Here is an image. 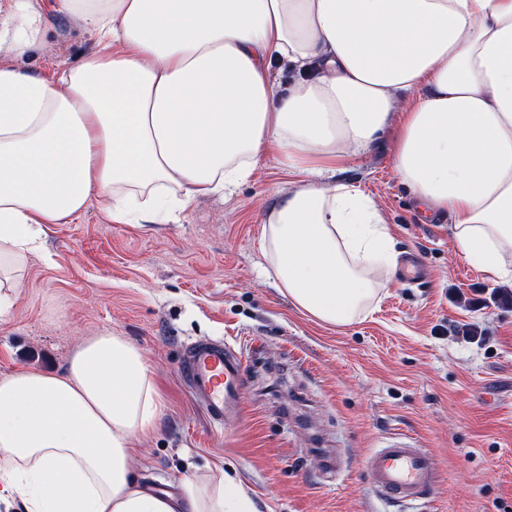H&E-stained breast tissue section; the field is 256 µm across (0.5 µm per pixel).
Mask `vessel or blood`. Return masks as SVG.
<instances>
[{
    "mask_svg": "<svg viewBox=\"0 0 512 512\" xmlns=\"http://www.w3.org/2000/svg\"><path fill=\"white\" fill-rule=\"evenodd\" d=\"M247 365L232 345L199 339L185 348L181 375L195 402L211 422L240 421L244 408L239 391ZM370 484L383 496L416 501L431 495L437 471L431 453L407 437H395L374 449L365 459Z\"/></svg>",
    "mask_w": 512,
    "mask_h": 512,
    "instance_id": "1",
    "label": "vessel or blood"
}]
</instances>
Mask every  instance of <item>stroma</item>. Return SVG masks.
<instances>
[{"label":"stroma","instance_id":"35a3bbf8","mask_svg":"<svg viewBox=\"0 0 512 512\" xmlns=\"http://www.w3.org/2000/svg\"><path fill=\"white\" fill-rule=\"evenodd\" d=\"M96 37L54 13L24 58L0 65L51 78L76 67ZM394 131L338 179L380 204L398 255L421 257L424 282L387 272L370 311L347 326L297 308L263 270V220L291 179L278 156L228 196L204 197L170 224H117L99 202L46 227L0 319V377L62 371L78 342L109 331L144 353L164 400L136 476L172 489L185 476L233 474L258 512H512V282L453 254L447 218L413 200L393 166ZM199 338L244 349L243 422L216 425L181 373ZM434 457L429 498H383L363 461L388 439Z\"/></svg>","mask_w":512,"mask_h":512}]
</instances>
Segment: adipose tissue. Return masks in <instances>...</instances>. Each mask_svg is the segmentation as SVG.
I'll return each mask as SVG.
<instances>
[{
  "mask_svg": "<svg viewBox=\"0 0 512 512\" xmlns=\"http://www.w3.org/2000/svg\"><path fill=\"white\" fill-rule=\"evenodd\" d=\"M44 0H0V43L26 55ZM96 47L51 79L0 65V316L46 227L105 203L166 224L233 194L261 156L298 175L265 220V273L346 326L397 264L376 200L335 174L389 127L394 167L454 252L512 280V0H55ZM298 77L278 93L274 62ZM163 406L143 352L86 337L67 367L0 378V500L25 512H256L230 477L145 489L137 445Z\"/></svg>",
  "mask_w": 512,
  "mask_h": 512,
  "instance_id": "obj_1",
  "label": "adipose tissue"
}]
</instances>
